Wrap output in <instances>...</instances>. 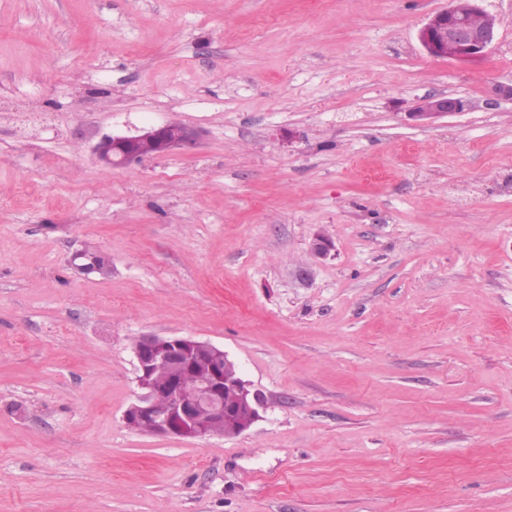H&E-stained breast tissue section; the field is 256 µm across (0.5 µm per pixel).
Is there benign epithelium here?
Here are the masks:
<instances>
[{"instance_id": "obj_1", "label": "benign epithelium", "mask_w": 512, "mask_h": 512, "mask_svg": "<svg viewBox=\"0 0 512 512\" xmlns=\"http://www.w3.org/2000/svg\"><path fill=\"white\" fill-rule=\"evenodd\" d=\"M497 25L496 15L483 7L482 0H448L446 8L428 17L419 40L432 57L479 61L492 44ZM465 107L462 99L439 94L421 100L411 116L429 124ZM201 138L197 128L166 123L134 135L106 136L95 146V155L104 167H123L191 148ZM332 248L331 239L318 233L310 251L320 258ZM105 260L106 254L83 248L71 257L73 267L83 274L95 272ZM133 354L140 393L123 413L128 429L188 440L224 439L247 432L259 420L260 394L240 376L236 362L221 346L189 336L145 334L135 340ZM227 390L235 391L236 401L224 400ZM145 424L152 430L143 428Z\"/></svg>"}]
</instances>
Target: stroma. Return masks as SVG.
Masks as SVG:
<instances>
[{
	"label": "stroma",
	"mask_w": 512,
	"mask_h": 512,
	"mask_svg": "<svg viewBox=\"0 0 512 512\" xmlns=\"http://www.w3.org/2000/svg\"><path fill=\"white\" fill-rule=\"evenodd\" d=\"M447 3L0 0V512H512V0L473 63L419 42ZM164 123L203 136L96 162ZM144 334L260 420L126 428ZM465 107L466 103L462 99L439 94L421 100L410 115L421 124H429L453 112H462ZM202 132L184 124L166 123L134 135L105 136L95 146L98 162L107 168L123 167L162 157L176 149L194 147ZM107 259L108 257L104 253H91L82 248L73 253L71 263L78 272L91 274L97 270L100 262L106 261Z\"/></svg>",
	"instance_id": "35a3bbf8"
}]
</instances>
